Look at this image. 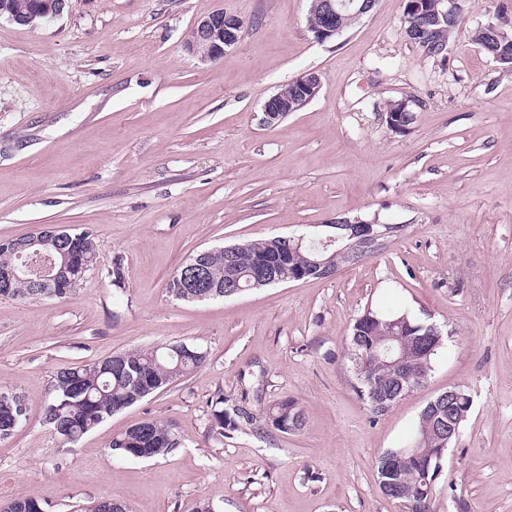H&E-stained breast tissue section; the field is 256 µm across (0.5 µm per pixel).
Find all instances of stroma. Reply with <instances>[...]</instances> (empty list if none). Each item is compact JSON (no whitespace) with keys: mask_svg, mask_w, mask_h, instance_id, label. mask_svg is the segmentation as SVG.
<instances>
[{"mask_svg":"<svg viewBox=\"0 0 512 512\" xmlns=\"http://www.w3.org/2000/svg\"><path fill=\"white\" fill-rule=\"evenodd\" d=\"M406 0L320 42L310 0H68L34 26L0 18V239L47 226L93 229L97 263L65 299L0 298V390L25 423L0 439V502L85 512H400L376 460L449 387L473 399L440 461L434 512H512V73L475 43L512 31V0H463L444 54L404 35ZM215 11L240 39L201 61L183 42ZM316 72L317 96L275 125L262 106ZM413 124L389 130L386 102ZM339 218L401 230L328 278L224 299L170 296L198 251L324 231ZM120 267L121 286L109 272ZM402 308L444 336L434 369L386 411L355 385L349 336L367 310ZM186 342L205 363L62 445L43 421L54 373L116 352ZM253 420L217 437L211 405ZM295 400L304 425L267 424ZM153 418L179 446L151 459L109 451Z\"/></svg>","mask_w":512,"mask_h":512,"instance_id":"35a3bbf8","label":"stroma"}]
</instances>
